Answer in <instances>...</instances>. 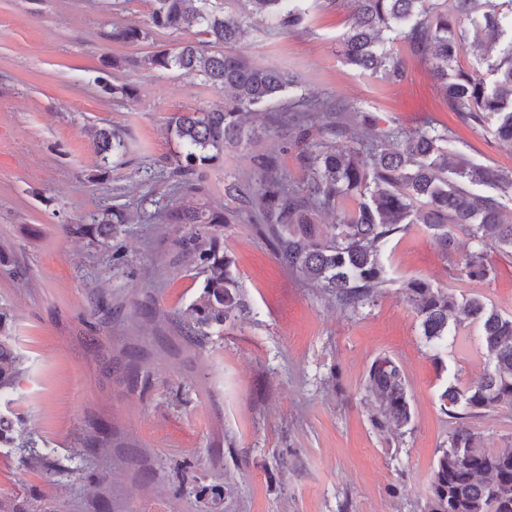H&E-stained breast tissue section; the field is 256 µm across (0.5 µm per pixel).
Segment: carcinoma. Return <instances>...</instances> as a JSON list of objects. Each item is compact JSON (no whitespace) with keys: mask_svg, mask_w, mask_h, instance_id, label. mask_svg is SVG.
Listing matches in <instances>:
<instances>
[{"mask_svg":"<svg viewBox=\"0 0 512 512\" xmlns=\"http://www.w3.org/2000/svg\"><path fill=\"white\" fill-rule=\"evenodd\" d=\"M228 11L224 0H153L148 26L180 31L198 28L203 39L186 41L144 60L155 70H179L224 89V103L211 109L173 113L168 125L176 139L170 178L198 189L201 172L223 160L224 149L254 144L258 131L247 125L255 112L270 113L269 128L287 126L295 133L299 159L308 171L304 188L290 183L279 156L254 158L257 179L224 183V195L239 201L235 214L199 210L172 211L167 218L196 226L181 242L182 250L206 273L202 301L188 310L195 335L236 317L240 286L230 271L231 260L220 252L218 228L230 220L246 221L271 242L281 263L356 308L373 300L388 282L380 249L388 238L412 224H422L442 248L454 246V231L474 241L463 259L462 274L473 282L494 273L487 251L512 255V220L504 216L503 196L512 194V170L503 171L448 156L443 143L448 129L427 119L414 135L391 145L376 136L358 141V148L336 147L343 134L336 101H316L304 111L273 113L272 103L291 88L295 77L271 66H258L240 51L253 17L267 16L282 32L300 28L307 0H236ZM333 8L351 6L354 17L342 35L344 60L359 69L381 74L392 85L406 77V61L383 48L386 32L407 43L410 52L431 65L448 109L471 126L496 120L499 139L512 143V0H325ZM148 35L138 25L112 29L108 38L135 43ZM224 50L214 51L212 47ZM486 50L481 61L496 76L489 84L476 71L459 64L465 47ZM103 91L133 99L135 89L99 78ZM101 153H119L124 139L114 130L96 132ZM484 186L499 194H482ZM351 197L355 206L338 211ZM320 214L338 216L327 230ZM403 291L419 317L425 341L441 348L450 324H479L492 369L470 388L455 385L441 394L448 416L459 425L448 438L434 466L425 512H512V451L495 452L464 420L500 408H512V318H505L478 296L463 300L445 289L413 279ZM22 359L10 336L0 335V396L19 382ZM366 390L376 403L374 425L401 429L412 419L401 368L388 357L372 363ZM15 421L0 412V444L16 445L25 462L38 465L41 449L15 442Z\"/></svg>","mask_w":512,"mask_h":512,"instance_id":"obj_1","label":"carcinoma"}]
</instances>
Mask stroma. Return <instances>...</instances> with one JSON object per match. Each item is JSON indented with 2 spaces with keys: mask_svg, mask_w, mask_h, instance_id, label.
I'll return each mask as SVG.
<instances>
[{
  "mask_svg": "<svg viewBox=\"0 0 512 512\" xmlns=\"http://www.w3.org/2000/svg\"><path fill=\"white\" fill-rule=\"evenodd\" d=\"M152 0H0V312L24 357L0 411L21 417V438L45 448L40 468L0 447V504L9 512H423L429 480L457 423L441 409L448 383L467 389L485 373L481 330L435 358L403 285L420 279L458 298L480 296L512 316V256L488 254L493 279L459 267L473 242L458 235L442 253L423 225L393 235L381 258L389 282L352 309L283 267L252 225L227 224L220 241L249 311L189 338L187 310L205 275L178 241L190 225L175 209L236 210L225 181L254 175L253 158L275 153L295 186L307 173L287 129L228 148L203 171L198 192L166 179L176 149L168 117L208 109L224 93L179 71L142 66L193 31L150 30L135 44L110 40L113 25H144ZM349 9L311 0L302 27L283 33L256 18L245 53L298 81L275 104L336 99L349 150L370 114L377 133L412 135L423 117L445 126L455 153L512 169V145L494 122L467 126L402 40L407 77L392 85L345 62ZM135 88L112 97L98 76ZM119 130L126 150L102 156L91 130ZM124 214L115 241L82 232L106 211ZM402 368L409 426L378 429L367 400L370 366ZM494 450L512 449V410L472 419Z\"/></svg>",
  "mask_w": 512,
  "mask_h": 512,
  "instance_id": "obj_1",
  "label": "stroma"
}]
</instances>
